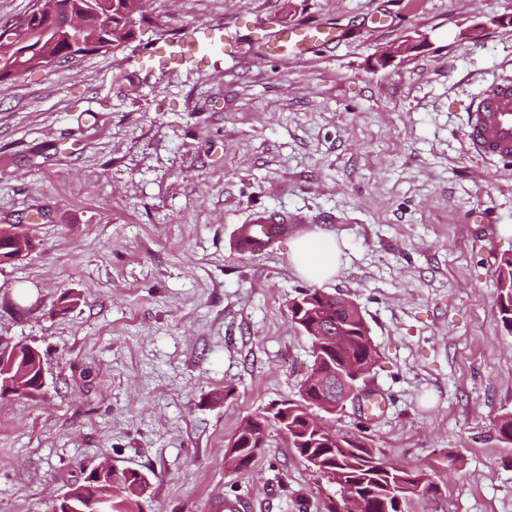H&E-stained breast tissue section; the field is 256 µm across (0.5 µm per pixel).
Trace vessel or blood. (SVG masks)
Here are the masks:
<instances>
[{
    "instance_id": "vessel-or-blood-1",
    "label": "vessel or blood",
    "mask_w": 512,
    "mask_h": 512,
    "mask_svg": "<svg viewBox=\"0 0 512 512\" xmlns=\"http://www.w3.org/2000/svg\"><path fill=\"white\" fill-rule=\"evenodd\" d=\"M341 38L335 24L310 22L279 29L273 40L258 45L259 54L271 57L280 51L303 56L330 45ZM468 150L477 155L512 160V79L503 78L488 84L469 108L465 131ZM286 214L258 211L241 225L239 239L247 248H268L287 237Z\"/></svg>"
}]
</instances>
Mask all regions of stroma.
<instances>
[{
    "instance_id": "35a3bbf8",
    "label": "stroma",
    "mask_w": 512,
    "mask_h": 512,
    "mask_svg": "<svg viewBox=\"0 0 512 512\" xmlns=\"http://www.w3.org/2000/svg\"><path fill=\"white\" fill-rule=\"evenodd\" d=\"M123 49L0 88V226L34 247L0 264V340L42 355L46 388L0 397V512H52L101 462L151 482L152 512H340L341 494L270 430L249 468L241 423L298 397L311 362L288 304L290 243L239 252L260 210L332 235L325 291L360 308L381 358L338 430L433 471L410 512H512V334L495 269L512 252V162L471 154L468 107L512 76V0H146ZM335 47L269 59L283 24ZM195 42L192 59L169 57ZM412 43L410 52L394 48ZM487 217L479 224L474 213ZM70 295L71 310L60 298Z\"/></svg>"
}]
</instances>
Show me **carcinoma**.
<instances>
[{"label": "carcinoma", "mask_w": 512, "mask_h": 512, "mask_svg": "<svg viewBox=\"0 0 512 512\" xmlns=\"http://www.w3.org/2000/svg\"><path fill=\"white\" fill-rule=\"evenodd\" d=\"M71 12L101 19L75 34L61 27L45 29L39 25L17 26L7 30L0 23V86L14 79L13 71L36 55L48 54L60 63L72 58L71 42L79 36L85 42L112 43L116 50L134 38L130 21L141 15L143 0H58ZM496 273L497 306L505 331L512 334V253L498 260ZM292 322L308 337L311 364L299 388V398L280 404L265 415L240 427L225 451V466L234 471L247 468L263 447L270 427L288 438V444L324 477L336 479L340 489L348 490L365 504V512H408L415 496L436 489L422 468L397 466L377 461L372 439L365 434L335 432L320 428L321 414L340 412L336 397L325 392L323 382H337L346 391L359 386L364 369L378 363L379 352L369 327L359 310L351 312L330 298L321 288H307L288 306ZM343 322V340L328 335L324 323ZM498 440L512 447V413L495 424ZM147 477L137 469L112 471L110 512H143L146 498L141 496ZM85 482L74 483L59 501V512H90Z\"/></svg>", "instance_id": "obj_1"}]
</instances>
